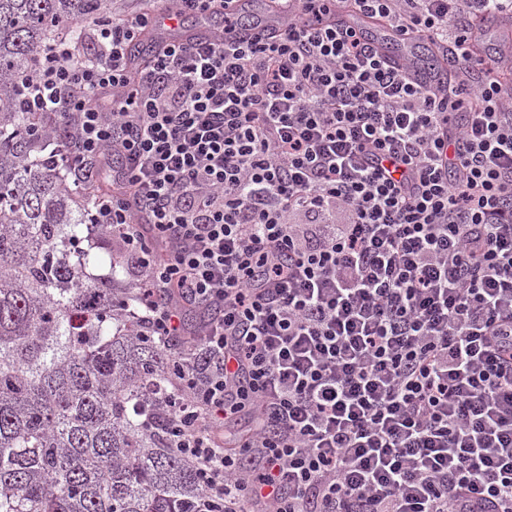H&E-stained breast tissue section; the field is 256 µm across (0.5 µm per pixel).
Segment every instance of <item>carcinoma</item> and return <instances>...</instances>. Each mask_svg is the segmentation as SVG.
Segmentation results:
<instances>
[{
  "instance_id": "1",
  "label": "carcinoma",
  "mask_w": 512,
  "mask_h": 512,
  "mask_svg": "<svg viewBox=\"0 0 512 512\" xmlns=\"http://www.w3.org/2000/svg\"><path fill=\"white\" fill-rule=\"evenodd\" d=\"M104 2L0 0V512H224L172 450L169 355L124 266L83 245L106 178L73 183L71 143L20 107L38 49Z\"/></svg>"
}]
</instances>
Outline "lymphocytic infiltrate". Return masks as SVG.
<instances>
[{"label": "lymphocytic infiltrate", "instance_id": "lymphocytic-infiltrate-1", "mask_svg": "<svg viewBox=\"0 0 512 512\" xmlns=\"http://www.w3.org/2000/svg\"><path fill=\"white\" fill-rule=\"evenodd\" d=\"M240 2L92 18L95 54L46 44L23 98L73 181L117 187L92 226L170 341L177 453L224 512H512V54L479 53L512 0H272L251 35ZM190 14L224 28L130 59ZM355 14L455 68L417 82Z\"/></svg>", "mask_w": 512, "mask_h": 512}]
</instances>
